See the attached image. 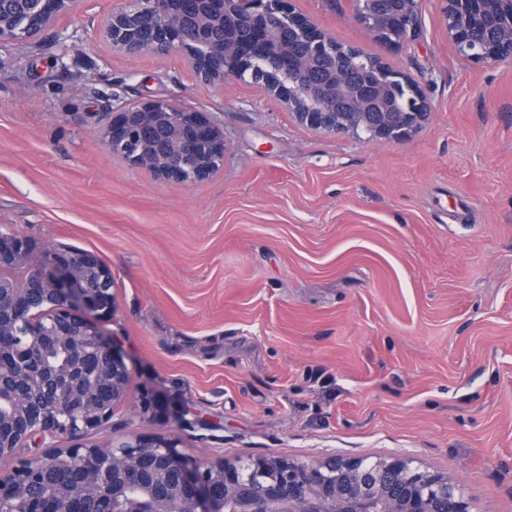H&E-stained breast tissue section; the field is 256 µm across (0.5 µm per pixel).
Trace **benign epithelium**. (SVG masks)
Instances as JSON below:
<instances>
[{
    "mask_svg": "<svg viewBox=\"0 0 512 512\" xmlns=\"http://www.w3.org/2000/svg\"><path fill=\"white\" fill-rule=\"evenodd\" d=\"M80 0H0V44L45 32L77 11ZM157 0H117L98 20L100 40L130 57L185 55L195 80L222 86L244 81L247 56L264 52L273 36L264 20L275 15L309 44L288 57V71L304 74L335 52L330 36L299 13L294 0H241L255 34L241 47L220 36L224 0H178L177 20L157 25L133 19L153 15ZM359 23L376 33L384 26L415 36L411 19L419 0H404L397 13L383 0H362ZM448 38L459 54L478 63L512 59V0H440ZM498 36L473 38L478 29ZM372 81L350 82L328 68L317 78L313 107L270 76L258 85L295 120L313 130L350 135L369 127L385 144L403 141L430 115L419 86L407 75L421 111L396 128L383 112L385 62ZM106 149L121 160L186 184L208 179L224 159L221 129L204 113L165 98L108 105ZM112 270L90 251L47 245L16 232H0V460L40 439L85 437L130 401L127 367L100 323L116 306ZM78 467L80 489L44 490L50 471ZM258 482L240 460L193 459L168 439L134 435L111 446L75 443L22 460L0 478V512H469L470 503L447 476L417 472L403 459H333L306 475L283 459L255 458Z\"/></svg>",
    "mask_w": 512,
    "mask_h": 512,
    "instance_id": "obj_1",
    "label": "benign epithelium"
}]
</instances>
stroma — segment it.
<instances>
[{
  "label": "stroma",
  "instance_id": "obj_1",
  "mask_svg": "<svg viewBox=\"0 0 512 512\" xmlns=\"http://www.w3.org/2000/svg\"><path fill=\"white\" fill-rule=\"evenodd\" d=\"M84 0L0 45V231L94 252L132 402L90 435L213 461L401 458L512 512V61L476 63L420 0L399 47L353 0H296L332 38L407 73L428 122L385 144L299 124L186 57L108 51ZM208 114L224 160L185 185L113 157L106 97Z\"/></svg>",
  "mask_w": 512,
  "mask_h": 512
}]
</instances>
